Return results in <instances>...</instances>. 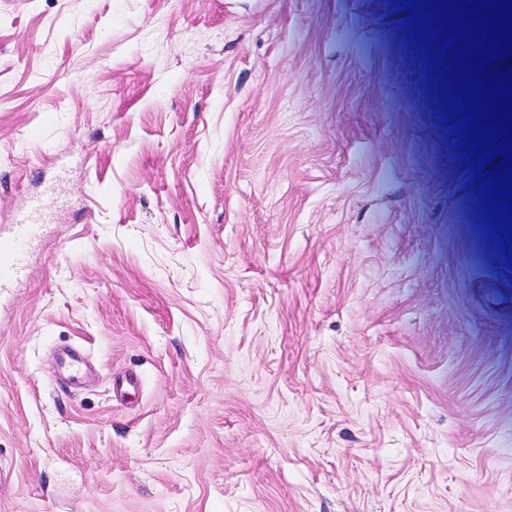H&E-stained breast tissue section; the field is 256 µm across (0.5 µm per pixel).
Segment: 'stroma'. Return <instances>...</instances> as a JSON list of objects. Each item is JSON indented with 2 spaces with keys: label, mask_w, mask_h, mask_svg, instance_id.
<instances>
[{
  "label": "stroma",
  "mask_w": 512,
  "mask_h": 512,
  "mask_svg": "<svg viewBox=\"0 0 512 512\" xmlns=\"http://www.w3.org/2000/svg\"><path fill=\"white\" fill-rule=\"evenodd\" d=\"M404 3L0 0V512H512V269ZM17 231L0 241V281L12 277L16 270L15 259L24 251L28 242L37 234L36 224H15Z\"/></svg>",
  "instance_id": "obj_1"
}]
</instances>
